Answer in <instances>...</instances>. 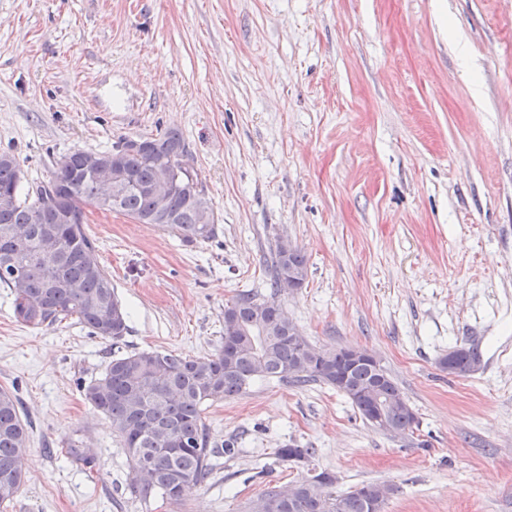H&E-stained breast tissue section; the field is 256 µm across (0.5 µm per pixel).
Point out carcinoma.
<instances>
[{
    "label": "carcinoma",
    "instance_id": "carcinoma-1",
    "mask_svg": "<svg viewBox=\"0 0 512 512\" xmlns=\"http://www.w3.org/2000/svg\"><path fill=\"white\" fill-rule=\"evenodd\" d=\"M146 156L113 155L121 141L103 152L75 149L56 164L52 177L22 193L21 167L16 156L0 152V287L12 294L15 321L40 329L74 317L88 334L119 342L129 331L128 313L115 294L112 277L98 260V249L85 227V208L122 214L131 219L168 217L159 228L187 244L206 242L216 234V217L209 199L186 204L178 194L156 195L161 168L184 182L198 177L183 167L188 146L177 129L148 138ZM124 171L132 186L112 196V178L82 169L83 159ZM52 189L69 194L73 224H44L39 203ZM269 294L238 293L224 305V334L212 354L187 358L173 352L134 350L114 355L103 372L82 387L84 399L112 422L129 462V488L147 500L155 495L173 503L212 470L203 414L209 402L247 392L257 380H277L295 386L322 383L336 388L360 417L376 425L374 414L392 428L390 437L404 438L419 427L414 409L380 363H353L344 348H327L323 368L307 355L308 340L293 342L299 332L281 316L279 296L304 286L308 259L302 249L279 244L271 252ZM482 362L477 347L461 346L442 359V369L460 377ZM18 398L0 390V505L20 493L23 459L29 442ZM313 448H280V461L307 460ZM336 476L322 471L287 487L270 486L247 504L248 512H384L392 488L363 484L346 493L333 491Z\"/></svg>",
    "mask_w": 512,
    "mask_h": 512
}]
</instances>
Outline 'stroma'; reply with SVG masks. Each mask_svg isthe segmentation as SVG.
Returning <instances> with one entry per match:
<instances>
[{
	"label": "stroma",
	"mask_w": 512,
	"mask_h": 512,
	"mask_svg": "<svg viewBox=\"0 0 512 512\" xmlns=\"http://www.w3.org/2000/svg\"><path fill=\"white\" fill-rule=\"evenodd\" d=\"M169 128L217 234L189 245L88 210L123 341L25 328L0 288V388L31 426L0 512H244L322 471L339 493L391 485L385 512H512V0H0V152L24 186L74 149ZM280 239L309 264L289 318L315 346L374 354L418 430L393 439L334 388L260 380L208 404L216 466L182 503L137 497L79 383L116 349L214 352L225 303L267 293ZM465 343L483 361L459 378L439 361ZM291 443L314 456L276 460Z\"/></svg>",
	"instance_id": "1"
}]
</instances>
